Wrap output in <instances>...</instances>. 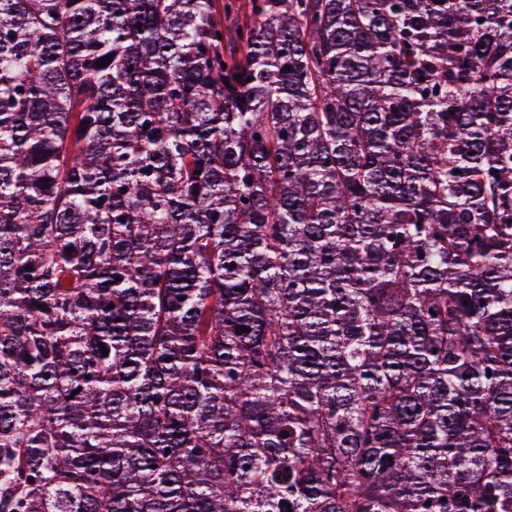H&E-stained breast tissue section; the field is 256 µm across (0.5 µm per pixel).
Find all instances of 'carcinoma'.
Listing matches in <instances>:
<instances>
[{
    "mask_svg": "<svg viewBox=\"0 0 512 512\" xmlns=\"http://www.w3.org/2000/svg\"><path fill=\"white\" fill-rule=\"evenodd\" d=\"M0 512H512V0H0Z\"/></svg>",
    "mask_w": 512,
    "mask_h": 512,
    "instance_id": "carcinoma-1",
    "label": "carcinoma"
}]
</instances>
